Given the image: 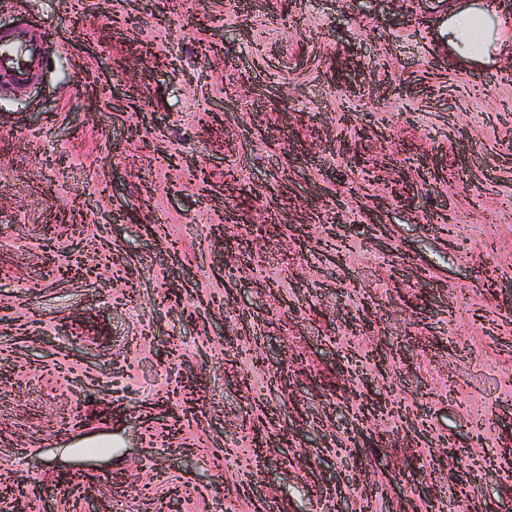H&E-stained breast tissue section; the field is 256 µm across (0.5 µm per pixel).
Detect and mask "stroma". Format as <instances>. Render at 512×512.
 Instances as JSON below:
<instances>
[{
  "label": "stroma",
  "mask_w": 512,
  "mask_h": 512,
  "mask_svg": "<svg viewBox=\"0 0 512 512\" xmlns=\"http://www.w3.org/2000/svg\"><path fill=\"white\" fill-rule=\"evenodd\" d=\"M21 22L46 51L0 95V456L27 512H466L468 461L512 505V29L473 67L445 0H0ZM368 388L402 418L356 430Z\"/></svg>",
  "instance_id": "35a3bbf8"
}]
</instances>
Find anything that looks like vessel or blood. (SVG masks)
I'll return each mask as SVG.
<instances>
[{"label":"vessel or blood","mask_w":512,"mask_h":512,"mask_svg":"<svg viewBox=\"0 0 512 512\" xmlns=\"http://www.w3.org/2000/svg\"><path fill=\"white\" fill-rule=\"evenodd\" d=\"M42 60V39L28 25H19L0 33V80L10 88L24 87L32 79Z\"/></svg>","instance_id":"1"}]
</instances>
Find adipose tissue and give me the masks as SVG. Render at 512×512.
Segmentation results:
<instances>
[{"instance_id": "adipose-tissue-1", "label": "adipose tissue", "mask_w": 512, "mask_h": 512, "mask_svg": "<svg viewBox=\"0 0 512 512\" xmlns=\"http://www.w3.org/2000/svg\"><path fill=\"white\" fill-rule=\"evenodd\" d=\"M448 53L464 63L488 60L501 40L504 16L482 0H448Z\"/></svg>"}]
</instances>
